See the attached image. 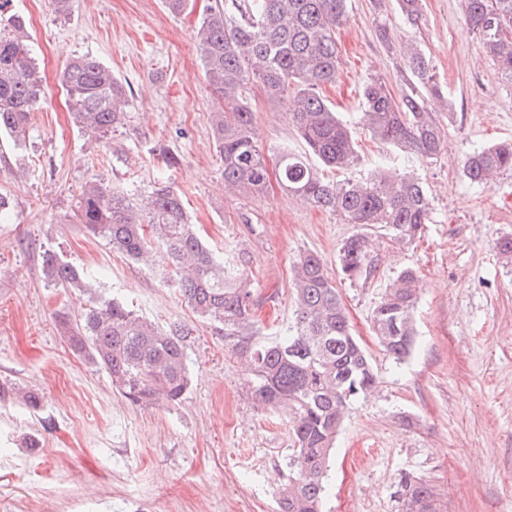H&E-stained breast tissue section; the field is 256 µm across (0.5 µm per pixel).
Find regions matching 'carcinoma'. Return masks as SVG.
Wrapping results in <instances>:
<instances>
[{
  "label": "carcinoma",
  "mask_w": 512,
  "mask_h": 512,
  "mask_svg": "<svg viewBox=\"0 0 512 512\" xmlns=\"http://www.w3.org/2000/svg\"><path fill=\"white\" fill-rule=\"evenodd\" d=\"M409 23L422 19L421 0H397ZM466 25L483 52L512 83V0H461ZM348 16V0H215L194 37L209 84L222 100L211 133L224 162L225 189L263 192L269 173L251 106L250 85L287 105L289 119L306 150L284 151L278 167L282 188L313 207L332 212L363 231L340 250V271L348 278L372 272L365 229L378 227L401 244L421 237L432 204L420 179L378 169L361 180L330 181L324 169L348 170L358 160L354 132L322 93L336 83V30ZM17 15H0V133L17 145L32 115L43 109V77L31 56ZM407 88L393 95L380 76L363 84L361 123L384 148L393 147L433 162L447 148L440 113L448 94L421 47H401ZM75 124L91 141L104 142L123 127L128 90L112 68L90 54L73 56L61 77ZM512 171V143L477 148L463 165L472 183L489 186ZM78 221L106 238L130 261L149 265L156 248L166 250L170 286L200 318L224 330L248 362L249 392L258 405L286 417L295 444L292 474L279 492L278 512H321L329 461L348 406L364 399L376 383L370 358L353 335L322 255L305 251L292 265L295 318L279 341L252 342L261 334L256 303L242 257L219 256L189 224L182 195L161 182L140 198L99 180L83 187ZM44 279L57 288L88 294L78 322L61 321L72 351L104 370L112 387L134 405L181 401L189 386L187 338L181 324L162 328L125 304L90 288L82 271L43 253ZM416 273L401 271L375 305L371 327L394 360L409 356L415 343ZM403 512H433L432 489L421 479L401 481Z\"/></svg>",
  "instance_id": "cac0c4a2"
}]
</instances>
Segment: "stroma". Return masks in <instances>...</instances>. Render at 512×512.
Listing matches in <instances>:
<instances>
[{
    "label": "stroma",
    "mask_w": 512,
    "mask_h": 512,
    "mask_svg": "<svg viewBox=\"0 0 512 512\" xmlns=\"http://www.w3.org/2000/svg\"><path fill=\"white\" fill-rule=\"evenodd\" d=\"M214 0L179 14L163 0H72L68 17L50 0H0L21 16L48 92L22 145L0 137V512H277L293 440L282 414L248 395L243 357L164 285L168 257L129 261L75 223L84 184L98 179L137 196L172 179L202 238L246 254L260 317L293 318L291 267L302 251L323 256L354 335L377 372L375 390L352 405L336 437L322 512H402L401 480H426L436 512H512V271L497 243L512 235V171L490 187L462 173L476 147L512 142V83L503 80L464 23L460 0H422L418 26L394 0H349L337 31L340 75L324 96L356 134L360 160L331 179L366 176L381 164L411 170L429 191L433 220L410 245L373 231V270L338 269L357 225L311 207L270 179L265 193H224V164L211 137L221 104L208 83L194 30ZM390 42L376 35L379 24ZM422 46L448 89V147L437 161L382 151L360 124L359 91L380 75L403 87L400 46ZM77 54L96 56L129 87L128 117L104 144L74 125L61 73ZM256 129L276 170L279 152L305 145L288 109L261 86L251 92ZM178 159L176 170L159 156ZM53 249L98 292L160 326L192 328L190 384L172 405L135 406L105 371L75 355L60 315L78 319L86 295L48 285L41 255ZM413 268L421 292L416 342L403 362L370 327L386 285ZM42 396L33 409L14 386Z\"/></svg>",
    "instance_id": "stroma-1"
}]
</instances>
